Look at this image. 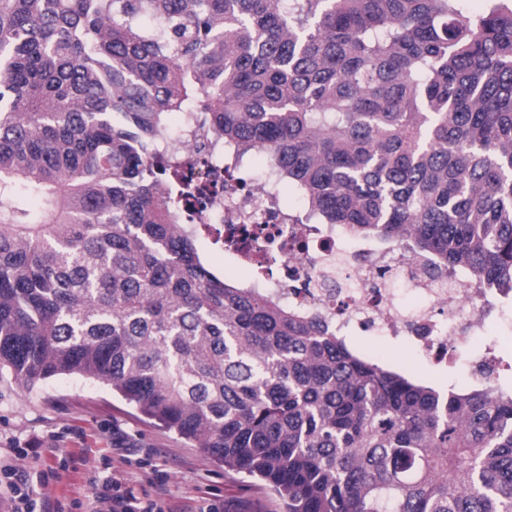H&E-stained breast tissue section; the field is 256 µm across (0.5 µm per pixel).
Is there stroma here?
<instances>
[{"label":"stroma","instance_id":"35a3bbf8","mask_svg":"<svg viewBox=\"0 0 512 512\" xmlns=\"http://www.w3.org/2000/svg\"><path fill=\"white\" fill-rule=\"evenodd\" d=\"M359 351L391 362L439 386L453 384L456 372L424 366L394 342L353 336ZM30 451L29 466L48 472L39 487L44 512L72 506L90 492L94 471L111 468L140 498L163 500L171 512H197L204 503L224 512H285L265 484L224 470L194 443L142 416L113 395L110 387L64 376L30 389L0 378V459Z\"/></svg>","mask_w":512,"mask_h":512}]
</instances>
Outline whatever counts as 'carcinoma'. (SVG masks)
Segmentation results:
<instances>
[{
    "instance_id": "1",
    "label": "carcinoma",
    "mask_w": 512,
    "mask_h": 512,
    "mask_svg": "<svg viewBox=\"0 0 512 512\" xmlns=\"http://www.w3.org/2000/svg\"><path fill=\"white\" fill-rule=\"evenodd\" d=\"M0 0V377L106 384L286 512H512V380L439 390L230 281L171 118L512 298V0Z\"/></svg>"
}]
</instances>
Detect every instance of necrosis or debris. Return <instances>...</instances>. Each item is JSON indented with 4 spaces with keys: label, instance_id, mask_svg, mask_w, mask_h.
Here are the masks:
<instances>
[{
    "label": "necrosis or debris",
    "instance_id": "necrosis-or-debris-1",
    "mask_svg": "<svg viewBox=\"0 0 512 512\" xmlns=\"http://www.w3.org/2000/svg\"><path fill=\"white\" fill-rule=\"evenodd\" d=\"M168 155L196 154L201 183L218 182L209 216L223 231L261 225L264 239L235 236L230 245L236 263L253 262L267 248L275 272H264L257 286L281 302L300 308L339 336L360 331L397 341L434 366H459L463 385L496 381L506 362L497 338L474 352L470 342L482 333L489 314L512 322V300L476 287L462 273L434 280L431 258L409 244L382 245L373 239L341 235L332 224H314L308 210L285 209L279 196L280 171L268 164L261 180L249 176L244 162H229L222 138L177 128L161 145ZM403 282L419 295L407 309L394 285Z\"/></svg>",
    "mask_w": 512,
    "mask_h": 512
}]
</instances>
